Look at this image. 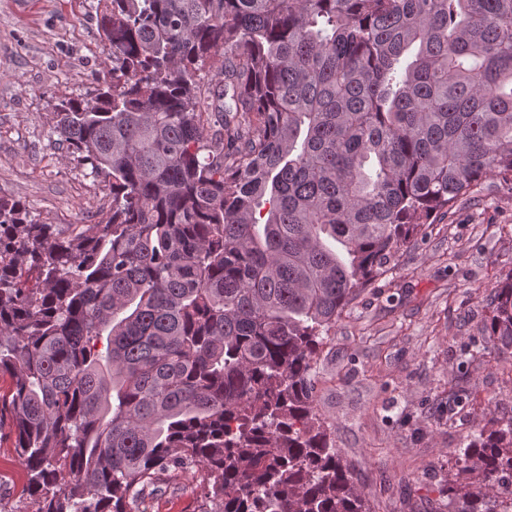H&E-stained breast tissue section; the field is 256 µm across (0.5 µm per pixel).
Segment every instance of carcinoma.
<instances>
[{
	"instance_id": "cac0c4a2",
	"label": "carcinoma",
	"mask_w": 512,
	"mask_h": 512,
	"mask_svg": "<svg viewBox=\"0 0 512 512\" xmlns=\"http://www.w3.org/2000/svg\"><path fill=\"white\" fill-rule=\"evenodd\" d=\"M99 3L112 73L53 132L109 211L63 233L0 198V373L34 512H133L190 466L201 512H370L312 364L436 214L512 182V0ZM488 342L512 361V273ZM495 422L449 470L456 512H512V414Z\"/></svg>"
}]
</instances>
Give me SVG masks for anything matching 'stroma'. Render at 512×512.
Instances as JSON below:
<instances>
[{
    "instance_id": "1",
    "label": "stroma",
    "mask_w": 512,
    "mask_h": 512,
    "mask_svg": "<svg viewBox=\"0 0 512 512\" xmlns=\"http://www.w3.org/2000/svg\"><path fill=\"white\" fill-rule=\"evenodd\" d=\"M97 0H0V197L31 219L94 224L111 199L52 133L57 103L93 99L112 68ZM512 273V184L490 175L434 217L343 312L313 362L314 407L372 512H448V462L512 412V365L486 342ZM468 403L448 420L451 379ZM9 410L0 411V512H33ZM192 473L162 476L146 512H197Z\"/></svg>"
}]
</instances>
